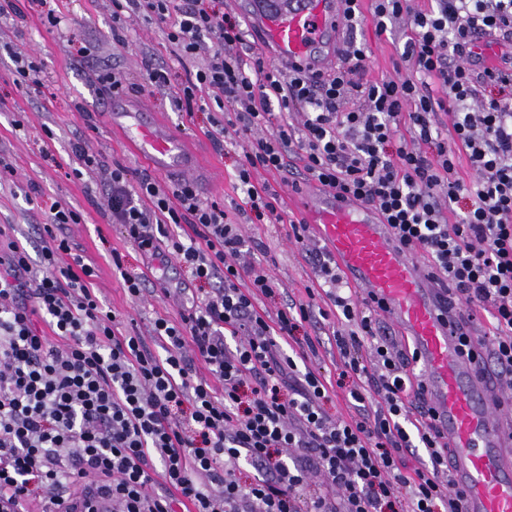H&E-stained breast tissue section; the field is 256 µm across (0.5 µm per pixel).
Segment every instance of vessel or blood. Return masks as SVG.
Wrapping results in <instances>:
<instances>
[{
	"mask_svg": "<svg viewBox=\"0 0 512 512\" xmlns=\"http://www.w3.org/2000/svg\"><path fill=\"white\" fill-rule=\"evenodd\" d=\"M253 29L279 56L313 73L334 65L344 0H249ZM112 128L158 173L198 168L186 140L126 93L112 95ZM301 218L325 242L337 268L410 339L435 423L454 453L448 468L464 512H512V422L501 414V388L490 365L461 351L453 296L435 288L388 224L369 206L309 190Z\"/></svg>",
	"mask_w": 512,
	"mask_h": 512,
	"instance_id": "b4317fda",
	"label": "vessel or blood"
}]
</instances>
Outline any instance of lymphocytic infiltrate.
Segmentation results:
<instances>
[{
	"mask_svg": "<svg viewBox=\"0 0 512 512\" xmlns=\"http://www.w3.org/2000/svg\"><path fill=\"white\" fill-rule=\"evenodd\" d=\"M345 2L343 60L317 78L247 51L242 21L205 0H112V39L125 45L130 18L154 19L174 61L202 59L172 102L223 112L208 135L242 147L234 177L250 220L289 223L303 248L308 227L287 221L279 185L374 207L439 287L490 314L491 338L461 343L487 351L512 391V53L488 69L476 50L485 36L512 42V0ZM367 23L401 35L396 77H370L354 35ZM260 170L278 184H254ZM105 191L126 240L199 290L178 317L155 318L159 355L97 296L94 263L64 234L78 213L44 202L35 265L0 238V512H64L74 497L112 512H463L415 356L380 334L379 310L329 254L315 269L341 314L334 382L281 348L328 311L257 308L279 284L221 203L120 164ZM338 389L345 417L325 408Z\"/></svg>",
	"mask_w": 512,
	"mask_h": 512,
	"instance_id": "1",
	"label": "lymphocytic infiltrate"
}]
</instances>
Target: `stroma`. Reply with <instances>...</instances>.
<instances>
[{"instance_id": "stroma-1", "label": "stroma", "mask_w": 512, "mask_h": 512, "mask_svg": "<svg viewBox=\"0 0 512 512\" xmlns=\"http://www.w3.org/2000/svg\"><path fill=\"white\" fill-rule=\"evenodd\" d=\"M62 16L59 27L42 20L39 12L25 18H0V159L12 163L13 176L0 181V227L17 239L32 262H39L41 244L35 225L47 220L39 204L54 198L80 212L83 220L68 225L70 239L82 248L99 270L95 280L98 296L114 310L122 329L147 337L154 352L160 342L151 339L156 316L177 317L196 289L182 267L163 258H147L127 244L121 228L112 224L103 176L75 177L79 163L71 152L76 133H85L92 149L105 163L115 162L137 171L148 170V163L136 156L123 138L114 132L108 118L110 96L95 78L106 68L136 89L135 99L151 112L164 117L174 133L193 144L202 155L203 178L213 186L206 197L223 202L229 217H237L242 194L232 188V179L241 147L217 146L205 134L209 112L187 117L173 109L169 91L144 84V56L156 62H169L161 28L154 22L136 19L128 26V45H112L111 0H57ZM89 48V57L79 55ZM29 56L41 67L42 87L24 94L15 86L12 54ZM245 233L259 242L265 252L263 266L280 284L274 298L264 300L263 310L276 314L288 300L303 299L316 287L315 266L309 256L288 240L285 224H248ZM123 254L122 268H113L111 251ZM151 270L171 296L162 292L135 299L125 290L123 276Z\"/></svg>"}]
</instances>
